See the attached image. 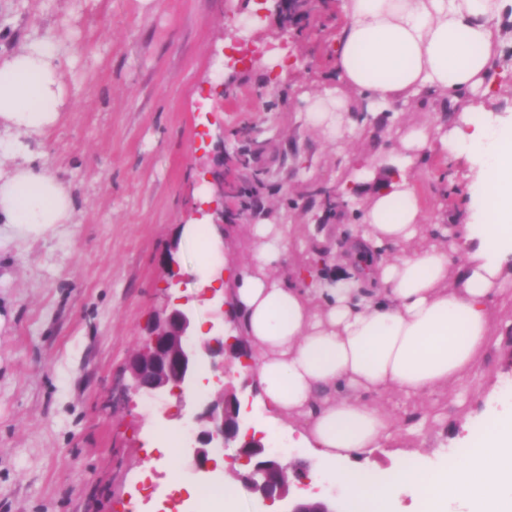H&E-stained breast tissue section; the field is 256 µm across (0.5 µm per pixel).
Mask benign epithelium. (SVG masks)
Returning <instances> with one entry per match:
<instances>
[{"instance_id": "1", "label": "benign epithelium", "mask_w": 512, "mask_h": 512, "mask_svg": "<svg viewBox=\"0 0 512 512\" xmlns=\"http://www.w3.org/2000/svg\"><path fill=\"white\" fill-rule=\"evenodd\" d=\"M198 218L211 217L213 224L224 223V209L210 203L196 208ZM194 313L190 307L165 302L154 314L138 349L128 362L129 391L152 399L176 397L183 402L185 390L194 384L198 368L205 359L215 371H226L225 355L238 360L246 357L238 336L216 335L202 339L193 332ZM241 401L237 395L218 390L197 415L194 431L199 447L194 450L195 472L212 471L211 455L231 446L236 454L229 457V471L265 506H273L289 494V478H294L298 492L281 512H338L329 498L311 487L308 467L297 461L283 463L267 452L264 434L242 428ZM293 476H288V473Z\"/></svg>"}]
</instances>
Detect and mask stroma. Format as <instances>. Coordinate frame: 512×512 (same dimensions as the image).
Returning <instances> with one entry per match:
<instances>
[{
    "instance_id": "1",
    "label": "stroma",
    "mask_w": 512,
    "mask_h": 512,
    "mask_svg": "<svg viewBox=\"0 0 512 512\" xmlns=\"http://www.w3.org/2000/svg\"><path fill=\"white\" fill-rule=\"evenodd\" d=\"M257 15L234 48L230 25ZM346 19L339 0H315L282 27L272 0H0V54L29 33L63 35L75 51L63 123L44 139L42 161L70 185L73 223L54 236L0 249V512H190L181 488L192 473L190 431L198 406L219 386L250 406L265 444L287 448L309 469L320 462L287 432L267 428L237 361L196 380L183 400L152 403L125 393L126 365L152 311L188 295L196 319L221 329L217 299L195 293L197 252L187 229L201 199L215 200L207 171L250 188V209L225 199L224 250L247 260L250 228L291 224L300 240L281 275L311 263L313 232L344 249L373 189L349 162L353 152L395 155L397 131L445 115L430 97L403 111L369 112L351 96L363 137L338 149L315 131L305 97L336 84L333 44ZM247 167L233 164L244 136ZM468 164L421 157L413 178L428 216L455 215L469 200ZM348 186L343 205L321 207L319 189ZM184 275L167 287V254ZM461 395L439 391L384 404L396 424L423 422L418 464L440 470L464 450L462 420L480 427L512 394V335L492 343ZM165 430L183 434L178 466L149 446Z\"/></svg>"
}]
</instances>
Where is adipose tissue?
Instances as JSON below:
<instances>
[{
    "mask_svg": "<svg viewBox=\"0 0 512 512\" xmlns=\"http://www.w3.org/2000/svg\"><path fill=\"white\" fill-rule=\"evenodd\" d=\"M346 24L336 38V85L311 98L309 123L337 146L358 138L348 93L385 108L414 97L444 98L448 119L409 130L397 160L351 157L378 188L360 215L343 270L278 275L294 242L290 224H255L247 261L223 253L211 225L189 229L199 245L194 285L233 286L235 333L248 345L249 371L271 425L313 456L337 464L349 454L391 448L382 474L339 468L362 512H391L401 493L423 491L428 512H498L512 501V412L491 419L477 443L437 474L400 448L382 406L455 389L474 372L492 334H512L493 316L512 286V114L492 115L497 64L512 0H340ZM75 55L59 35H34L0 55V240L45 237L71 223L69 186L41 163L45 133L68 107L65 69ZM426 151L471 164L469 207L454 226L425 221L412 179Z\"/></svg>",
    "mask_w": 512,
    "mask_h": 512,
    "instance_id": "ef3b65f1",
    "label": "adipose tissue"
}]
</instances>
